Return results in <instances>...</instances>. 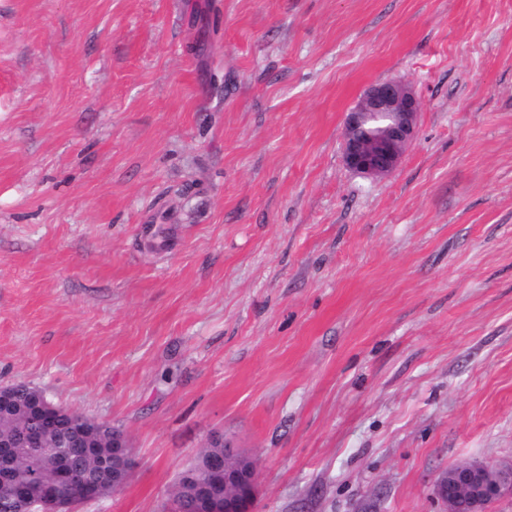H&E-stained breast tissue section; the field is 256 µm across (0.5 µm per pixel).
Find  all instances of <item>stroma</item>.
<instances>
[{"mask_svg":"<svg viewBox=\"0 0 512 512\" xmlns=\"http://www.w3.org/2000/svg\"><path fill=\"white\" fill-rule=\"evenodd\" d=\"M422 104L394 175L365 87ZM124 430L170 512L212 432L254 512H443L512 459V0H0V386ZM421 102L409 83L386 79L369 85L346 113L343 161L356 174L382 178L397 169L406 148L415 138ZM388 117L375 132L367 129L371 117ZM436 493L445 511L488 512L496 500L512 495V462H469L449 467L436 480Z\"/></svg>","mask_w":512,"mask_h":512,"instance_id":"35a3bbf8","label":"stroma"}]
</instances>
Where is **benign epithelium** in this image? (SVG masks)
<instances>
[{"label": "benign epithelium", "mask_w": 512, "mask_h": 512, "mask_svg": "<svg viewBox=\"0 0 512 512\" xmlns=\"http://www.w3.org/2000/svg\"><path fill=\"white\" fill-rule=\"evenodd\" d=\"M421 102L409 83L386 79L369 85L346 113L343 132V161L356 174L382 178L397 169L406 148L415 138ZM98 443L84 448L95 456L99 447L112 450V459L123 460L129 471L137 466L126 434L117 428H100ZM13 445L0 441V509L13 502L27 501L24 512H66L70 502L57 487L27 494L15 492L10 480ZM193 505V512H253L257 498L258 467L254 457L224 440V454L198 457L180 477ZM436 493L446 512H489L496 500L512 495V462H469L454 465L436 480Z\"/></svg>", "instance_id": "obj_1"}]
</instances>
